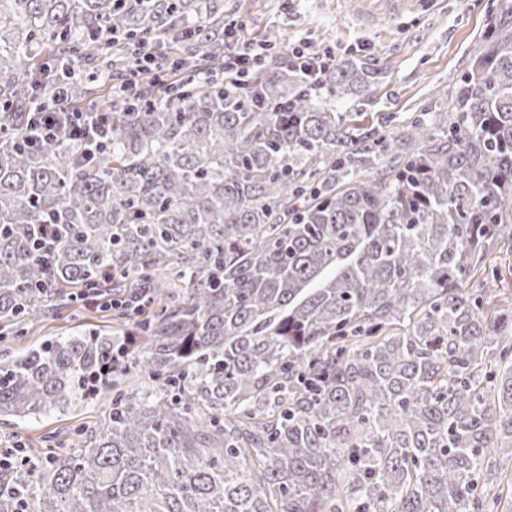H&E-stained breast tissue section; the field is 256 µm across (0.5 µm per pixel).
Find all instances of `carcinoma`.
Masks as SVG:
<instances>
[{
	"mask_svg": "<svg viewBox=\"0 0 512 512\" xmlns=\"http://www.w3.org/2000/svg\"><path fill=\"white\" fill-rule=\"evenodd\" d=\"M178 16L182 86L147 73L149 104H112ZM220 25L214 0H0V106L24 111L44 68V101L64 83L112 108L92 160L0 131V332L73 287L119 292L114 328L140 318L123 349L76 336L0 366V416L112 392L95 431L0 470V512H512L490 495L512 302L487 264L512 241V9L445 108L389 129L324 111L376 81L353 59L314 90L282 66L224 91Z\"/></svg>",
	"mask_w": 512,
	"mask_h": 512,
	"instance_id": "obj_1",
	"label": "carcinoma"
}]
</instances>
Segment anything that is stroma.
Returning <instances> with one entry per match:
<instances>
[{
    "instance_id": "1",
    "label": "stroma",
    "mask_w": 512,
    "mask_h": 512,
    "mask_svg": "<svg viewBox=\"0 0 512 512\" xmlns=\"http://www.w3.org/2000/svg\"><path fill=\"white\" fill-rule=\"evenodd\" d=\"M224 15L242 23L250 39L270 42L268 66L284 63L293 48L308 44L328 49L337 61L360 59L379 68L363 95L326 102L328 111L349 118L361 112L405 120L431 112L439 91L470 62V48L501 5L512 0H416L413 12L364 28L350 19L340 0H220ZM112 330V313L81 302L34 313L22 335L0 339V349L16 358L47 342L93 331ZM111 393L102 391L64 412L30 418L0 416V448L21 444L39 454L75 432L104 419Z\"/></svg>"
}]
</instances>
